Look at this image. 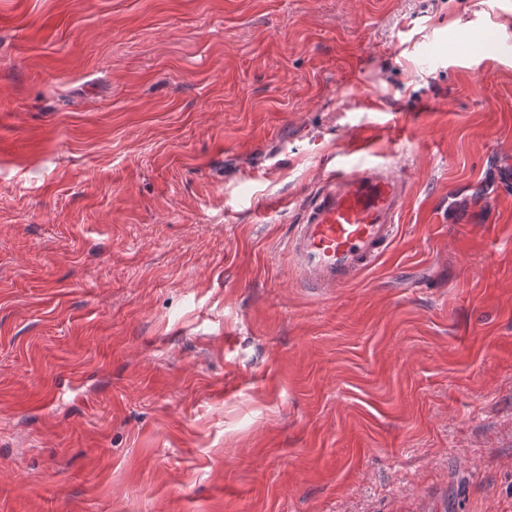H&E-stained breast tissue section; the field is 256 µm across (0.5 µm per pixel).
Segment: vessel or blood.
Masks as SVG:
<instances>
[{
	"mask_svg": "<svg viewBox=\"0 0 512 512\" xmlns=\"http://www.w3.org/2000/svg\"><path fill=\"white\" fill-rule=\"evenodd\" d=\"M399 168L360 157L303 202L287 240L303 286L319 294L347 287L390 248L407 198Z\"/></svg>",
	"mask_w": 512,
	"mask_h": 512,
	"instance_id": "b4317fda",
	"label": "vessel or blood"
}]
</instances>
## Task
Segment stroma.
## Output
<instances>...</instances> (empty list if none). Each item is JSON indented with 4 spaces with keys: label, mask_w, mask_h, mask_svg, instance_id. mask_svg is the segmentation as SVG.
I'll return each mask as SVG.
<instances>
[{
    "label": "stroma",
    "mask_w": 512,
    "mask_h": 512,
    "mask_svg": "<svg viewBox=\"0 0 512 512\" xmlns=\"http://www.w3.org/2000/svg\"><path fill=\"white\" fill-rule=\"evenodd\" d=\"M0 512H512V0H0ZM400 165L360 157L303 202L287 240L303 286L319 294L346 288L390 248L407 198Z\"/></svg>",
    "instance_id": "obj_1"
}]
</instances>
